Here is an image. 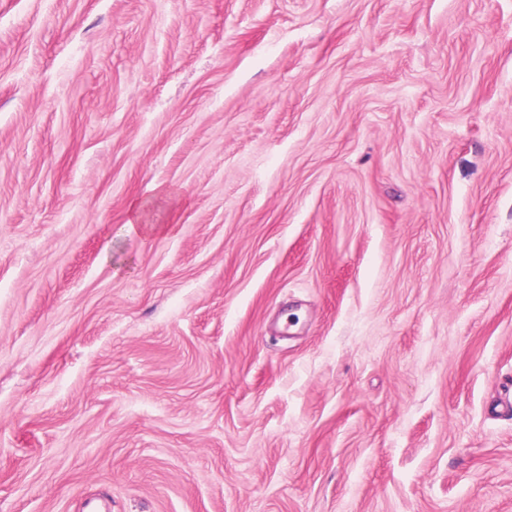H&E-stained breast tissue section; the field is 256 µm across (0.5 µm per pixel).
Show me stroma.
<instances>
[{"instance_id":"stroma-1","label":"stroma","mask_w":512,"mask_h":512,"mask_svg":"<svg viewBox=\"0 0 512 512\" xmlns=\"http://www.w3.org/2000/svg\"><path fill=\"white\" fill-rule=\"evenodd\" d=\"M511 395L512 0H0V512H512Z\"/></svg>"}]
</instances>
